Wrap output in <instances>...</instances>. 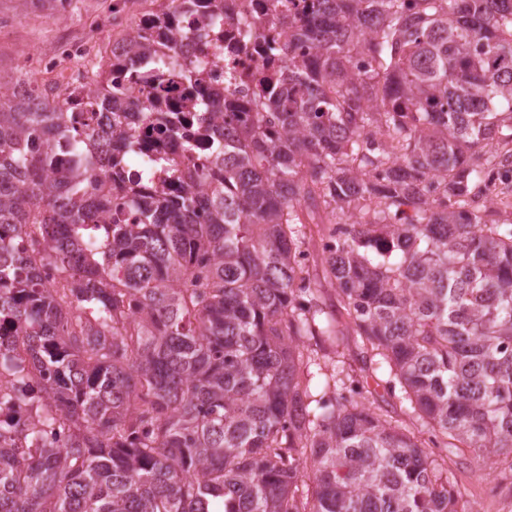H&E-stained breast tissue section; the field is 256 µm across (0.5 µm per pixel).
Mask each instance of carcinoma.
<instances>
[{
    "mask_svg": "<svg viewBox=\"0 0 512 512\" xmlns=\"http://www.w3.org/2000/svg\"><path fill=\"white\" fill-rule=\"evenodd\" d=\"M224 2L170 0L81 76L88 131L72 133L68 85L26 71L0 96V320L49 368L20 378L38 424L0 423V512H459L425 443L339 392L313 398L296 350L352 332L433 444L512 457V224L477 205L512 171L509 150L493 162L512 144V0H307L295 20L256 0L288 33L262 104L237 109L185 60L198 105L179 111L153 45L187 38L174 24L200 8L223 22ZM136 127L206 142L208 196L191 166L168 191L88 190L97 167L121 191L138 179ZM60 138L86 164L61 163ZM321 208L357 211L324 249L345 324L298 262L302 212Z\"/></svg>",
    "mask_w": 512,
    "mask_h": 512,
    "instance_id": "cac0c4a2",
    "label": "carcinoma"
}]
</instances>
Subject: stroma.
Instances as JSON below:
<instances>
[{
	"mask_svg": "<svg viewBox=\"0 0 512 512\" xmlns=\"http://www.w3.org/2000/svg\"><path fill=\"white\" fill-rule=\"evenodd\" d=\"M121 5L127 20L134 21L164 9V0H72L65 26H57L51 10L29 9L18 14L15 0H0V75L27 68L41 84H67L70 75L83 74L110 57L109 39L120 38L124 28L115 24L114 5ZM80 43L81 55L57 59L60 36ZM329 235L325 224H310L305 229L302 249L309 255L307 268L329 312L341 315L344 302L323 262L321 241ZM304 355L320 364L332 366L344 361L346 368L359 372L361 352L355 341L332 347L324 338L309 337L301 343ZM444 458L448 478L459 492L461 512H512V461L501 456L484 457L469 448L435 449Z\"/></svg>",
	"mask_w": 512,
	"mask_h": 512,
	"instance_id": "1",
	"label": "stroma"
}]
</instances>
